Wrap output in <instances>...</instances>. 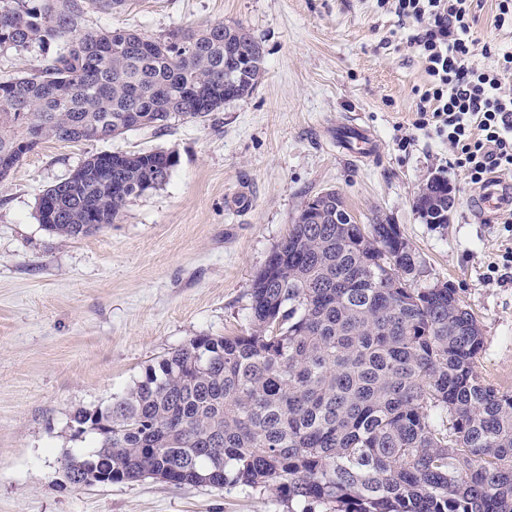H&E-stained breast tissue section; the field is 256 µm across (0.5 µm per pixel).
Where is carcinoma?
<instances>
[{
    "label": "carcinoma",
    "instance_id": "obj_1",
    "mask_svg": "<svg viewBox=\"0 0 512 512\" xmlns=\"http://www.w3.org/2000/svg\"><path fill=\"white\" fill-rule=\"evenodd\" d=\"M125 0H0V49L33 52L35 73L0 81V180L16 146L90 141L172 120L206 122L253 93L261 43L215 22L165 36L83 31L87 9ZM173 152L91 155L44 190L63 241L114 223L161 188ZM448 198L434 178L416 208ZM326 218L292 224L250 289L249 327L196 336L112 405L77 409L69 427L89 449L65 456L73 486L144 477L175 486L270 489L288 512H512V392L478 374L477 318L450 284L416 288L418 259L395 224L363 236L336 190Z\"/></svg>",
    "mask_w": 512,
    "mask_h": 512
}]
</instances>
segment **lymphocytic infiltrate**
Masks as SVG:
<instances>
[{
	"mask_svg": "<svg viewBox=\"0 0 512 512\" xmlns=\"http://www.w3.org/2000/svg\"><path fill=\"white\" fill-rule=\"evenodd\" d=\"M489 0H378L413 27L405 37L426 82L412 126L446 141L469 184L512 172V51L482 42L476 26Z\"/></svg>",
	"mask_w": 512,
	"mask_h": 512,
	"instance_id": "f902f5d3",
	"label": "lymphocytic infiltrate"
}]
</instances>
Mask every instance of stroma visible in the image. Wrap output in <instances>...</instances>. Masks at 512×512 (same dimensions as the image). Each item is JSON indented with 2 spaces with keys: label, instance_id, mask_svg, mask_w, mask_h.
<instances>
[{
  "label": "stroma",
  "instance_id": "1",
  "mask_svg": "<svg viewBox=\"0 0 512 512\" xmlns=\"http://www.w3.org/2000/svg\"><path fill=\"white\" fill-rule=\"evenodd\" d=\"M220 21L264 48L250 96L205 123L46 140L0 180V512H286L271 490L152 478L76 489L59 460L82 446L69 429L76 409L110 404L193 337L247 328L256 274L303 201L326 188L356 222L399 226L418 256L417 287L457 288L483 326L479 373L512 392V282L487 276L512 233L476 222L446 144L423 130L407 150L393 142L426 80L402 46L410 21L376 0H127L87 12L81 27L158 37ZM354 114L376 137L375 158L336 146L337 125ZM155 148L176 156L168 183L131 199L116 223L68 242L38 223L39 195L87 156ZM435 177L455 195L441 225L415 207Z\"/></svg>",
  "mask_w": 512,
  "mask_h": 512
}]
</instances>
